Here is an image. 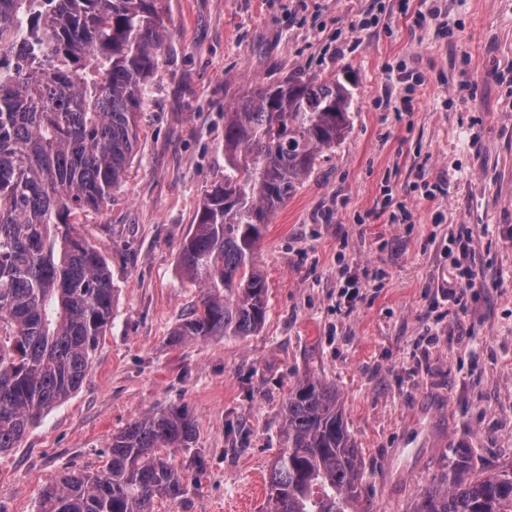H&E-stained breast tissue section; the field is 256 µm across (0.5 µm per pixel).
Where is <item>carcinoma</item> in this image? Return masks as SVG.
<instances>
[{
	"instance_id": "1",
	"label": "carcinoma",
	"mask_w": 512,
	"mask_h": 512,
	"mask_svg": "<svg viewBox=\"0 0 512 512\" xmlns=\"http://www.w3.org/2000/svg\"><path fill=\"white\" fill-rule=\"evenodd\" d=\"M170 39L163 0H0V453L83 384L112 322L116 288L101 249L71 216L96 209L125 178L139 114ZM352 96L338 79L257 84L224 113V182L206 190L179 262L205 291L170 332L182 344L249 336L267 282L253 263L262 228L316 160L345 136ZM269 512H351L360 449L336 387L304 379L282 408ZM183 411L112 436L99 472L63 471L38 512H154L196 481L161 457L189 448ZM461 453L445 486L415 512H512V472L469 475Z\"/></svg>"
}]
</instances>
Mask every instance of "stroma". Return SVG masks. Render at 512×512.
I'll list each match as a JSON object with an SVG mask.
<instances>
[{"mask_svg":"<svg viewBox=\"0 0 512 512\" xmlns=\"http://www.w3.org/2000/svg\"><path fill=\"white\" fill-rule=\"evenodd\" d=\"M164 2L170 47L139 150L111 198L74 218L105 249L112 324L80 390L0 454V512H38L59 472L101 470L113 434L171 408L195 429L167 459L185 466L196 448L204 463L155 512H268L280 412L304 378L336 387L361 451L354 512H412L459 448L475 473L512 470V0ZM399 66L410 80L389 79ZM291 76L340 79L353 106L255 251L265 322L172 344L203 293L179 250L224 179V114ZM452 224L468 227L476 271L462 308L445 289Z\"/></svg>","mask_w":512,"mask_h":512,"instance_id":"obj_1","label":"stroma"}]
</instances>
